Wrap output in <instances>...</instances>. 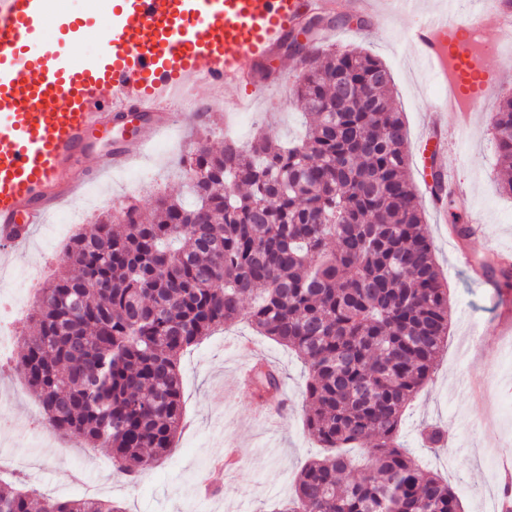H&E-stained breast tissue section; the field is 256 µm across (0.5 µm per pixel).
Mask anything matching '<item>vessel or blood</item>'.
<instances>
[{
  "label": "vessel or blood",
  "mask_w": 512,
  "mask_h": 512,
  "mask_svg": "<svg viewBox=\"0 0 512 512\" xmlns=\"http://www.w3.org/2000/svg\"><path fill=\"white\" fill-rule=\"evenodd\" d=\"M329 0H112L102 51L74 63L63 49L86 26L51 13L48 0H0V262L21 249L51 210L90 180L93 147L129 115L146 119L140 137L102 166L121 169L187 116L189 93L248 87L243 69L276 52L301 19ZM512 0H494L458 17L455 7L415 25L410 40L445 91L432 107L425 139L432 153L445 117L468 124L492 98L495 73L451 52V31L480 33L495 54Z\"/></svg>",
  "instance_id": "1"
}]
</instances>
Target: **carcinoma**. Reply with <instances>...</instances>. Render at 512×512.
Returning a JSON list of instances; mask_svg holds the SVG:
<instances>
[{"label":"carcinoma","mask_w":512,"mask_h":512,"mask_svg":"<svg viewBox=\"0 0 512 512\" xmlns=\"http://www.w3.org/2000/svg\"><path fill=\"white\" fill-rule=\"evenodd\" d=\"M295 88L303 138L249 148L202 143L194 201L159 197L148 220L126 205L66 244L31 312L16 363L45 424L136 478L181 429L179 358L245 315L308 365L305 426L327 454L299 472L271 512H462L453 488L395 444L402 414L448 338L438 271L409 175L407 128L377 57L321 42ZM512 164V96L492 117ZM512 284V266L485 263ZM251 301L249 311L244 303ZM261 393L281 389L271 366ZM364 448L367 475L345 448ZM0 512H122L97 498L45 500L0 484Z\"/></svg>","instance_id":"obj_1"}]
</instances>
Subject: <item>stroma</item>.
Masks as SVG:
<instances>
[{
	"label": "stroma",
	"instance_id": "stroma-1",
	"mask_svg": "<svg viewBox=\"0 0 512 512\" xmlns=\"http://www.w3.org/2000/svg\"><path fill=\"white\" fill-rule=\"evenodd\" d=\"M347 2L336 0L334 14L340 22L325 29L323 39L362 48L391 69L394 103L408 129L411 178L419 197H426L422 136L428 106L440 89L419 63L405 31L414 21L442 11L448 0H367L369 12L361 20L351 17ZM268 65V79L277 85L274 92L225 89L223 97H239L246 106L245 111L228 112L223 98L198 87L193 99L206 106V122L183 130L177 148L157 142L149 155L125 168L122 177L102 176L96 186L106 200L99 206L86 207L77 197L57 209L55 219L81 211L77 228L86 231L101 214L122 204L137 205L147 213L157 196L187 198L189 163L202 141L218 149L231 136L245 146L259 131L280 143L299 141L305 117L293 90L301 71L284 55L269 59ZM445 166L460 184L463 200L440 213L425 210L424 216L437 266L448 283V339L431 381L402 417L398 442L426 471L448 481L464 512H493L502 491L497 462L512 455V335L498 326L499 309L512 308V287L474 281L461 256L466 249L479 258L492 251L512 253V197L499 192L501 169L490 116L472 117L467 128L449 130ZM472 214L483 220L480 234L458 239L452 226L467 223ZM65 241V236L51 235L49 227H42L0 270V299L30 306ZM31 333L30 323L22 318L0 328V465L5 468L0 478L4 481L26 483L54 499L113 501L123 512H266L270 504L293 494L300 470L323 453L304 424L309 375L303 363L242 319L181 355L186 426L165 460L130 480L113 468L106 449L82 448L74 439L54 432L44 437L30 429L31 421L42 419V409L9 364ZM241 338L251 340L280 372L288 396L284 415L260 417V399L247 387L237 386L243 358L234 343ZM424 423L443 430L438 450L423 442L419 427ZM230 445L240 452L239 467L210 490L200 491L198 472Z\"/></svg>",
	"mask_w": 512,
	"mask_h": 512
}]
</instances>
